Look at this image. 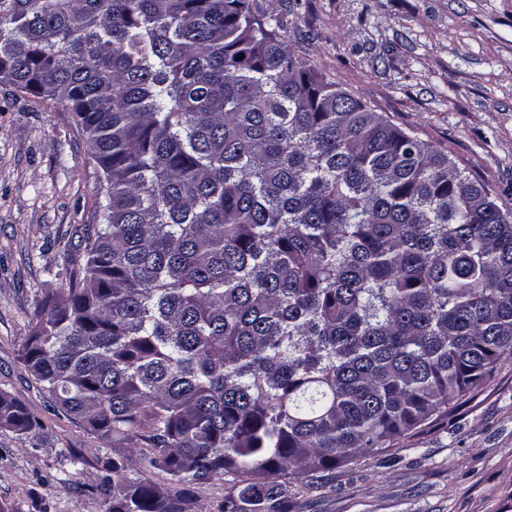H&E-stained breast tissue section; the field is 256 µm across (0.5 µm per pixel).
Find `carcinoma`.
Listing matches in <instances>:
<instances>
[{"instance_id":"1","label":"carcinoma","mask_w":512,"mask_h":512,"mask_svg":"<svg viewBox=\"0 0 512 512\" xmlns=\"http://www.w3.org/2000/svg\"><path fill=\"white\" fill-rule=\"evenodd\" d=\"M253 0H0V84L105 181L20 361L120 449L110 512H288L512 358V210L295 57ZM38 421L0 391V427ZM168 476L130 477V464ZM197 496L194 512H217L216 504L224 498V481L220 478L211 481L198 491Z\"/></svg>"}]
</instances>
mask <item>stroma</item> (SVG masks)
Listing matches in <instances>:
<instances>
[{
	"mask_svg": "<svg viewBox=\"0 0 512 512\" xmlns=\"http://www.w3.org/2000/svg\"><path fill=\"white\" fill-rule=\"evenodd\" d=\"M292 53L447 153L512 208V0H255ZM102 173L61 104L0 84V390L39 436L0 428L6 512H107L111 446L51 408L19 355L37 302L85 266ZM289 512H512V359L382 455L292 484Z\"/></svg>",
	"mask_w": 512,
	"mask_h": 512,
	"instance_id": "35a3bbf8",
	"label": "stroma"
}]
</instances>
